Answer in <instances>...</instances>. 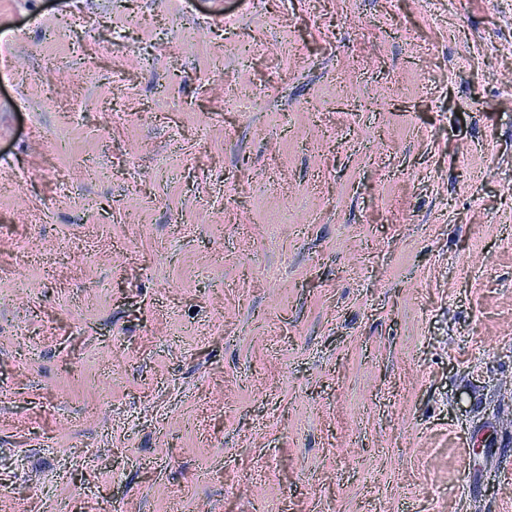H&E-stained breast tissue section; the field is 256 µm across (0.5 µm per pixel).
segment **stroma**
<instances>
[{"label":"stroma","instance_id":"35a3bbf8","mask_svg":"<svg viewBox=\"0 0 512 512\" xmlns=\"http://www.w3.org/2000/svg\"><path fill=\"white\" fill-rule=\"evenodd\" d=\"M1 38L0 512H512V0Z\"/></svg>","mask_w":512,"mask_h":512}]
</instances>
